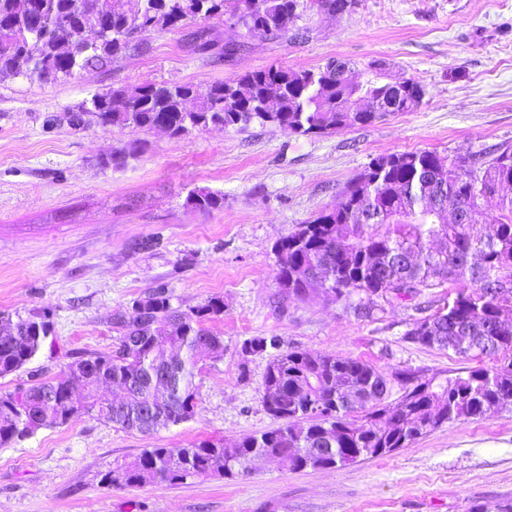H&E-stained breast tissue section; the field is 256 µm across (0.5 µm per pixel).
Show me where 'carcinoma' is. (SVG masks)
I'll list each match as a JSON object with an SVG mask.
<instances>
[{"label":"carcinoma","mask_w":512,"mask_h":512,"mask_svg":"<svg viewBox=\"0 0 512 512\" xmlns=\"http://www.w3.org/2000/svg\"><path fill=\"white\" fill-rule=\"evenodd\" d=\"M350 0H0V75L30 80L67 79L106 68L143 45L148 32H168L216 15L237 18L249 37L283 39L287 24L305 13L344 15ZM141 21L135 29L134 21ZM95 29L90 40L80 28ZM346 66L317 70L282 67L246 72L204 88L144 84L111 88L80 105L68 121L132 130L162 128L181 136L209 124L243 127L252 122L301 135L331 134L412 112L425 96L411 79L392 83L375 72L363 83ZM469 167L434 151L374 159L347 186L341 203L298 225L275 245L278 285L306 297L314 282L333 302L355 293L395 296L416 304L421 316L404 334L411 343L496 361L425 381L411 369L394 371L404 393L382 404L389 379L372 365L318 350H279L277 337L244 343L277 351L263 376L261 402L279 425L229 445L203 439L181 448H146L117 464L104 483L117 486L183 484L208 476L234 478L257 458H285L295 469L333 468L408 448L445 423L486 419L512 411V198L501 197L484 224H455L447 214L477 210L482 201L512 186V151L487 161L469 156ZM187 205L199 211L224 206V195L195 189ZM448 287L443 305L430 293ZM115 313L117 347L70 358L84 367L66 381H41L0 391V445L16 443L42 427L94 415L124 430L150 433L194 415L197 356L224 351V337L205 323L224 314L211 297L183 310L159 285ZM52 331V314L13 319L0 313V378L22 369ZM125 392L119 404L99 395L102 386Z\"/></svg>","instance_id":"carcinoma-1"}]
</instances>
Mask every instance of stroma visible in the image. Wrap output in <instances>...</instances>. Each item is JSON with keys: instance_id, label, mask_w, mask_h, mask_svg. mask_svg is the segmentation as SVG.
I'll use <instances>...</instances> for the list:
<instances>
[{"instance_id": "obj_1", "label": "stroma", "mask_w": 512, "mask_h": 512, "mask_svg": "<svg viewBox=\"0 0 512 512\" xmlns=\"http://www.w3.org/2000/svg\"><path fill=\"white\" fill-rule=\"evenodd\" d=\"M296 41L246 37L223 17L206 22L209 48L191 23L150 32L142 50L104 70L56 82L0 77V312L53 313L52 334L0 390L61 380L70 356L115 349L110 319L165 285L173 305L224 300L209 327L224 354L201 356L196 406L185 423L151 434L83 415L0 446V512H469L512 499V412L445 424L407 448L354 464L292 469L254 461L219 476L109 487L104 474L146 448L233 442L275 427L261 404L269 354L245 340L275 336L282 349L361 359L384 375L488 365L405 341L410 302L352 295V308L312 293L287 296L275 280L277 240L342 199L375 158L411 151L491 158L512 147V0H359L351 14H311ZM238 45L234 56L225 44ZM349 62L353 78L380 69L426 96L412 112L330 135L274 126H208L183 136L67 115L99 93L127 85L203 87L270 66L316 69ZM224 196L200 212L190 191Z\"/></svg>"}]
</instances>
